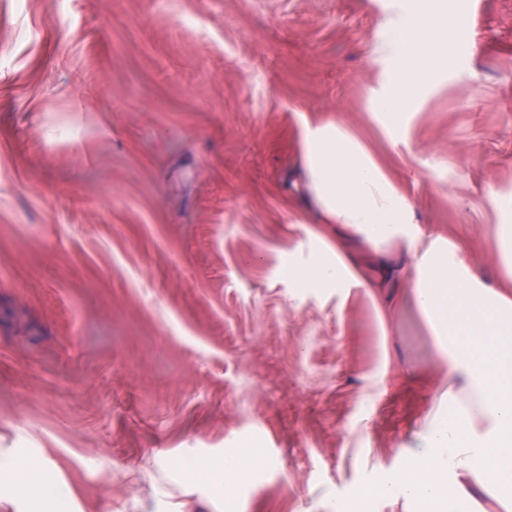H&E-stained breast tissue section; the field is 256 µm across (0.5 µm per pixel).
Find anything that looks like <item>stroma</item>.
<instances>
[{"mask_svg": "<svg viewBox=\"0 0 512 512\" xmlns=\"http://www.w3.org/2000/svg\"><path fill=\"white\" fill-rule=\"evenodd\" d=\"M394 0H0V467L52 462L48 512H225L185 459L251 446L240 512H330L448 387L398 245L299 288L331 230L301 133L334 119L499 280L512 196V0L396 138L372 62ZM489 201L503 219L496 226V239L500 263L512 278V197L508 199L492 192Z\"/></svg>", "mask_w": 512, "mask_h": 512, "instance_id": "35a3bbf8", "label": "stroma"}]
</instances>
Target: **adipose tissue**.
<instances>
[{
    "label": "adipose tissue",
    "instance_id": "ef3b65f1",
    "mask_svg": "<svg viewBox=\"0 0 512 512\" xmlns=\"http://www.w3.org/2000/svg\"><path fill=\"white\" fill-rule=\"evenodd\" d=\"M457 0H397L384 23L375 61L385 67L382 90L370 95L387 133H395L445 62L470 54L471 45L449 26ZM303 175L317 223L332 226L336 253H326L288 274L304 288L347 287L355 281L353 241L379 251L397 243L412 264L408 300L435 340L448 369V388L427 414L417 444L398 464L353 493L337 498L333 512H377L400 500L405 512H482V498L512 512V290L496 287L469 262L461 245L424 240L408 196L366 147L342 124L306 125ZM269 464L258 449H225L200 459L211 490L235 493ZM17 496L42 502L54 479L51 464L14 459L6 468Z\"/></svg>",
    "mask_w": 512,
    "mask_h": 512
}]
</instances>
